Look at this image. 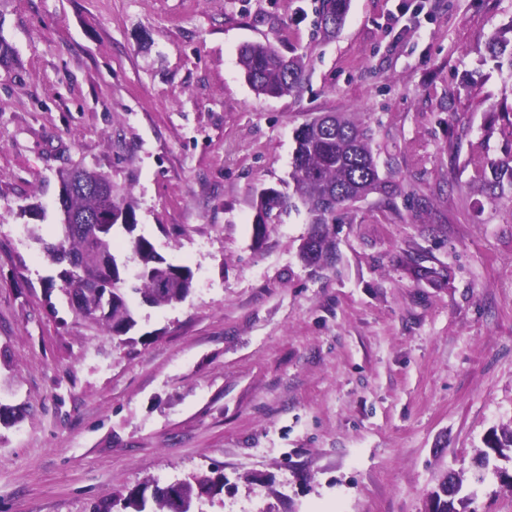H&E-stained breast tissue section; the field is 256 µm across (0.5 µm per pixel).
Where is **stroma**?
Returning <instances> with one entry per match:
<instances>
[{"instance_id":"obj_1","label":"stroma","mask_w":512,"mask_h":512,"mask_svg":"<svg viewBox=\"0 0 512 512\" xmlns=\"http://www.w3.org/2000/svg\"><path fill=\"white\" fill-rule=\"evenodd\" d=\"M0 0V512H97L153 480L222 490L192 512H427L449 471L512 422V75L488 44L512 0ZM300 59L292 94L255 93L241 47ZM354 112L395 193L332 226L336 262L299 258L305 209L255 240L287 191L295 132ZM130 196L137 234L193 289L97 335L58 291L40 238L64 170ZM40 202L39 239L16 236ZM433 270L416 277L413 265ZM472 512H512L494 476ZM348 8L349 0H321L319 17L324 29L339 28L345 20Z\"/></svg>"}]
</instances>
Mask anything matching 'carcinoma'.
I'll return each instance as SVG.
<instances>
[{"instance_id":"cac0c4a2","label":"carcinoma","mask_w":512,"mask_h":512,"mask_svg":"<svg viewBox=\"0 0 512 512\" xmlns=\"http://www.w3.org/2000/svg\"><path fill=\"white\" fill-rule=\"evenodd\" d=\"M349 0H321L320 23L324 28H339L346 17ZM490 50L498 67L512 71V38L505 34L495 36ZM246 81L257 94L283 96L293 92L301 81L302 66L294 60L282 63L271 44L244 46L239 57ZM296 148L291 173L292 191L284 194L274 188L259 193L258 212L271 215L276 208L288 204L303 206L310 217L311 229L300 248V259L309 266L328 262L336 254V242L330 225L336 223V212L341 207L362 200L372 193L387 194L389 185L380 176L372 150L373 132L359 123L351 112H330L314 116L302 124L295 133ZM112 206L118 215L109 221L111 228L137 225L132 201L124 198ZM28 232L43 245L47 257L59 266L57 278L48 280L47 288H59L63 295L82 288L96 287L94 262L85 259L86 245L94 239L96 252L117 260L114 253V232L93 236L90 224H62L58 238L47 242ZM132 260L136 263L135 278L139 285L133 291L144 302L154 306L171 305L185 300L193 288L194 274L190 267L168 263L156 250L151 240L140 236L132 241ZM82 260L86 279L76 282L68 277L71 263ZM77 315L90 327L112 337L126 335L135 325L134 312L127 300V291L115 295L112 315L98 317L90 306L77 311ZM485 447L477 450L471 481L481 483L485 474L501 468V463H512V425L493 429L484 440ZM213 482L206 478L186 481L177 494L182 512H191L195 498L212 489ZM150 484L145 483L129 492L124 498V508L133 512H174V503L166 496L146 497ZM471 495L465 492L464 476H459V492L452 499L438 498L436 512H467Z\"/></svg>"}]
</instances>
